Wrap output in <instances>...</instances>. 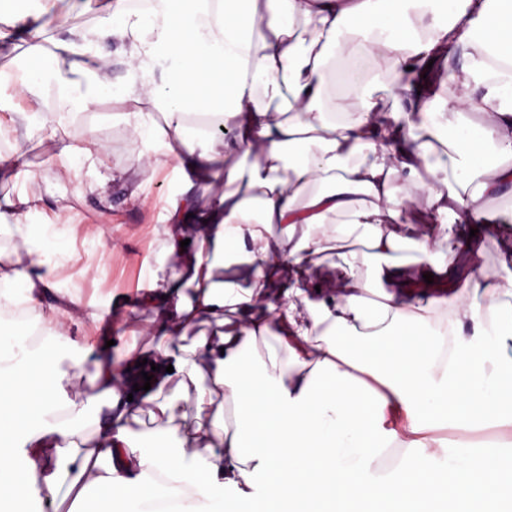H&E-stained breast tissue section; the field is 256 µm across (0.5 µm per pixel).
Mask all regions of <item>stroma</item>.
Masks as SVG:
<instances>
[{"mask_svg": "<svg viewBox=\"0 0 512 512\" xmlns=\"http://www.w3.org/2000/svg\"><path fill=\"white\" fill-rule=\"evenodd\" d=\"M26 110L31 111L29 102L18 97L0 102V129L11 136L15 156L24 167L18 177L0 179V204L17 200L30 185H37L42 200L32 221L46 226L44 259L57 266L56 287L44 302L51 305L70 298L101 313L97 324L71 327L68 342L58 349L62 359L82 361L75 386L86 391L106 341L120 339L139 351L145 346L128 335L130 327H150L153 319L152 310L141 305L136 286L164 261L159 226L166 221L168 199L181 191L182 183L172 166L151 179L136 171V156L154 144L133 139L121 118L114 116L110 101L84 105L86 120L79 125L68 117L65 95L55 93L49 82L40 91L38 112H31V127L15 126L14 113ZM55 127L64 128L77 142L95 139L107 144L105 166L96 174L104 182V194L86 190L96 175L79 159L73 160L69 179H58L59 164L47 140ZM63 249L71 250L74 260H61Z\"/></svg>", "mask_w": 512, "mask_h": 512, "instance_id": "35a3bbf8", "label": "stroma"}]
</instances>
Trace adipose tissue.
<instances>
[{"label":"adipose tissue","instance_id":"ef3b65f1","mask_svg":"<svg viewBox=\"0 0 512 512\" xmlns=\"http://www.w3.org/2000/svg\"><path fill=\"white\" fill-rule=\"evenodd\" d=\"M254 2L162 0L151 23L106 0L101 24L135 74L119 87L92 34L62 43L58 78L111 99L133 137L161 142L136 168L152 175L177 159L186 189L160 227L170 266L141 299L155 313L149 390L126 384L130 364L106 353L95 392L73 401L54 351L19 356L0 339V501L34 488L56 499L65 478L79 494L98 488L104 512H214L227 490L262 494V512H512L502 442L453 441L377 465L391 442L417 448L446 422L512 426V308L497 302L512 272L479 273L481 237L439 256L398 231L424 224L428 239H447L512 187V0H448L443 13L438 0H267L263 18ZM9 14L28 34V66L1 70L0 87L34 97L41 33L59 16L50 0H20ZM452 44L463 63L428 71ZM335 83L344 91L331 101ZM467 112L482 123L465 133ZM190 116L237 133L188 135ZM254 146L262 161L225 168ZM489 148L497 162H486ZM198 193L208 210H195ZM40 200L0 208V230L28 245L22 257L0 254V304L35 310L63 343L64 324L97 315L42 303L54 281L30 246ZM408 243L420 258L407 267L395 255ZM329 258L335 283L314 286L306 264ZM286 264L287 299L269 304ZM492 332L496 345L484 346ZM81 406L99 412L85 448L73 440ZM144 409L170 446L135 456Z\"/></svg>","mask_w":512,"mask_h":512}]
</instances>
